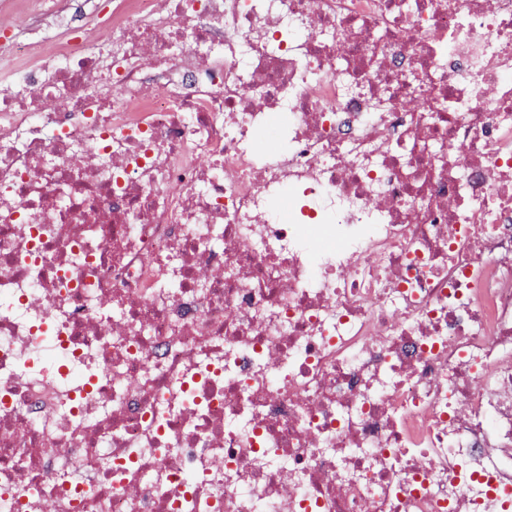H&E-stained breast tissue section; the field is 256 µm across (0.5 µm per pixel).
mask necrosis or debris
I'll return each mask as SVG.
<instances>
[{
  "mask_svg": "<svg viewBox=\"0 0 512 512\" xmlns=\"http://www.w3.org/2000/svg\"><path fill=\"white\" fill-rule=\"evenodd\" d=\"M9 15L0 512H512V0Z\"/></svg>",
  "mask_w": 512,
  "mask_h": 512,
  "instance_id": "necrosis-or-debris-1",
  "label": "necrosis or debris"
}]
</instances>
